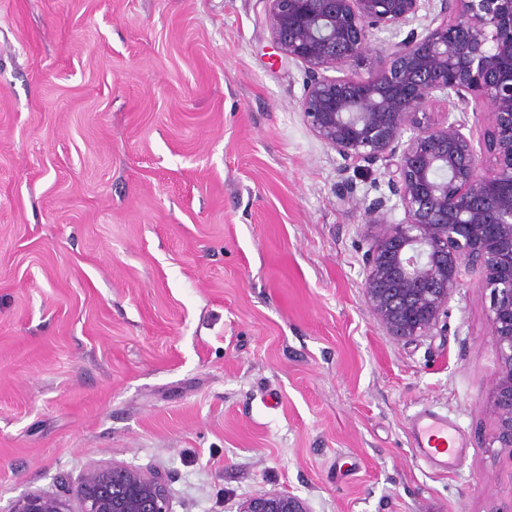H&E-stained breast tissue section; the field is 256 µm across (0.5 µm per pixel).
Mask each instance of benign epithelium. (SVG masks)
<instances>
[{"label":"benign epithelium","mask_w":512,"mask_h":512,"mask_svg":"<svg viewBox=\"0 0 512 512\" xmlns=\"http://www.w3.org/2000/svg\"><path fill=\"white\" fill-rule=\"evenodd\" d=\"M277 51L302 64L304 121L345 166L381 164L404 212L388 198L365 207L378 228L364 256V296L387 335L412 340L448 316L471 271L489 291L497 369L488 408L492 443L512 454V0H267ZM368 76L340 75L369 51L372 31L398 34ZM334 70L336 76L326 72ZM447 105L440 123L428 109ZM488 115L483 144L466 117ZM78 512H172L163 476L128 464H93ZM9 512H68L58 496L32 493ZM238 512H310L288 491L246 497Z\"/></svg>","instance_id":"7a95c632"}]
</instances>
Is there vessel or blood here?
Masks as SVG:
<instances>
[{"label":"vessel or blood","mask_w":512,"mask_h":512,"mask_svg":"<svg viewBox=\"0 0 512 512\" xmlns=\"http://www.w3.org/2000/svg\"><path fill=\"white\" fill-rule=\"evenodd\" d=\"M411 431L425 461L441 470L456 464L455 430L446 415L432 409L419 410L411 418Z\"/></svg>","instance_id":"b4317fda"}]
</instances>
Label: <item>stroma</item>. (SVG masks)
<instances>
[{"mask_svg":"<svg viewBox=\"0 0 512 512\" xmlns=\"http://www.w3.org/2000/svg\"><path fill=\"white\" fill-rule=\"evenodd\" d=\"M266 0H0V512L79 508L92 463L173 512L289 491L311 512H501L490 299L388 336L363 294L379 167L299 111ZM353 199L341 200L347 183ZM460 431L420 458L409 418ZM411 431L425 461L441 470L457 464V456H453L456 430L446 415L433 409L419 410L411 418ZM10 512H69L58 496L32 493L19 498Z\"/></svg>","mask_w":512,"mask_h":512,"instance_id":"obj_1","label":"stroma"}]
</instances>
